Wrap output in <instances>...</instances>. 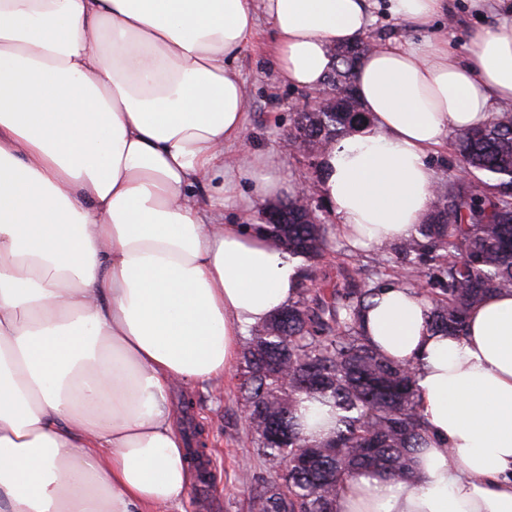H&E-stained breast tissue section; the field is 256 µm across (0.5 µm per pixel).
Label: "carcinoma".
Listing matches in <instances>:
<instances>
[{"instance_id":"1","label":"carcinoma","mask_w":512,"mask_h":512,"mask_svg":"<svg viewBox=\"0 0 512 512\" xmlns=\"http://www.w3.org/2000/svg\"><path fill=\"white\" fill-rule=\"evenodd\" d=\"M367 49L336 50L329 73L347 96L323 112H299L294 131L322 155L366 122L351 95L354 69ZM455 166L434 191L431 213L417 235L400 243L396 258H371L374 276L298 289L295 301L244 337L240 398L248 428L268 460L288 463L278 480L253 497L252 512H336L349 479L377 472L411 475L426 426L415 368L379 352L364 335L361 312L387 284L419 285L430 304L428 326L463 336L470 310L493 291L512 290V107L455 136ZM272 241L302 259L301 281L316 279L318 262L335 245L332 224H310L294 199L267 225ZM336 410L325 439L303 434L302 396ZM186 451L195 467L207 456L204 430Z\"/></svg>"}]
</instances>
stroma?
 Returning <instances> with one entry per match:
<instances>
[{"mask_svg": "<svg viewBox=\"0 0 512 512\" xmlns=\"http://www.w3.org/2000/svg\"><path fill=\"white\" fill-rule=\"evenodd\" d=\"M454 9L456 21L444 26L443 32L451 49L464 55L470 49L467 29L485 25L489 18L472 9L468 0H454ZM272 51L271 25L263 18L237 61L250 94L246 138L253 147L275 152L280 174L288 180L306 183L318 216L325 223H337V216L329 210L320 191L318 168L309 164L306 155L283 145L296 113L307 110L315 93L289 85L270 66ZM372 255V250L353 248L348 240L337 238L334 251L320 262L317 277L333 282L344 275L359 278L362 266L369 263ZM238 384L239 370L234 367L215 389H174L172 404L181 431L189 437L195 428L204 429L210 466L216 475L207 493L189 492L174 512H251L256 486L242 480V468H249L253 474L268 480L278 475V468L257 454L244 419Z\"/></svg>", "mask_w": 512, "mask_h": 512, "instance_id": "stroma-1", "label": "stroma"}]
</instances>
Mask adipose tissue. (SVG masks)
Masks as SVG:
<instances>
[{"label": "adipose tissue", "mask_w": 512, "mask_h": 512, "mask_svg": "<svg viewBox=\"0 0 512 512\" xmlns=\"http://www.w3.org/2000/svg\"><path fill=\"white\" fill-rule=\"evenodd\" d=\"M447 39L377 45L356 95L368 124L324 153L321 188L353 244L411 237L449 132L512 103V0ZM448 0H0V512H157L193 482L179 384L222 380L239 343L296 298L300 258L224 210L300 191L241 151L235 62L258 15L291 85L319 89L334 47L383 10L419 27ZM249 182L250 195L240 185ZM423 295L384 286L370 343L417 368L429 438L410 480L366 472L337 512H512V291L464 336L431 334Z\"/></svg>", "instance_id": "adipose-tissue-1"}]
</instances>
